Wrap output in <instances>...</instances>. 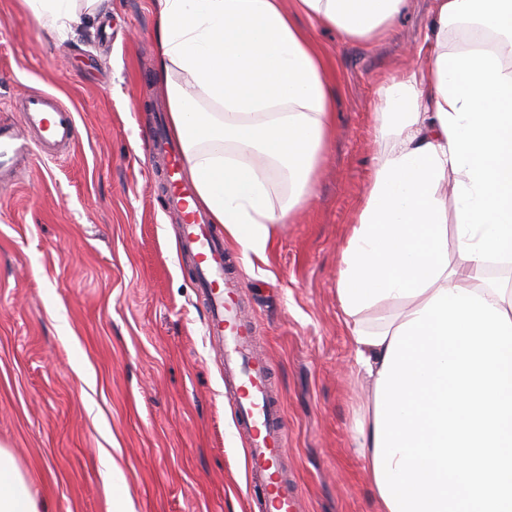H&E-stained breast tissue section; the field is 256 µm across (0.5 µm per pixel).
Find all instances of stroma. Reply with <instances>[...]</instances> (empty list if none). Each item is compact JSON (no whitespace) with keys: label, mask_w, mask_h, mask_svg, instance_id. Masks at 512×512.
<instances>
[{"label":"stroma","mask_w":512,"mask_h":512,"mask_svg":"<svg viewBox=\"0 0 512 512\" xmlns=\"http://www.w3.org/2000/svg\"><path fill=\"white\" fill-rule=\"evenodd\" d=\"M67 38L0 0V122L21 93L57 96L74 144L34 149L0 186V446L48 512H253L246 439L179 223L155 187L150 135L167 110L152 0H112ZM434 0H409L368 43L309 24L336 86L314 199L241 286L272 362L302 512H375L353 444L372 392L352 372L336 299L341 250L368 187L377 88L416 69Z\"/></svg>","instance_id":"stroma-1"}]
</instances>
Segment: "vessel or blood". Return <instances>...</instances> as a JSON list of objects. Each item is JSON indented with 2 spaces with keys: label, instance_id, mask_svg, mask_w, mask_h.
<instances>
[{
  "label": "vessel or blood",
  "instance_id": "vessel-or-blood-1",
  "mask_svg": "<svg viewBox=\"0 0 512 512\" xmlns=\"http://www.w3.org/2000/svg\"><path fill=\"white\" fill-rule=\"evenodd\" d=\"M22 126L0 124V166L27 154L31 143L55 153L74 144L72 110L44 92L24 94ZM154 153L161 161L160 189L180 221L181 245L191 257L196 288L207 313L205 332L219 355L224 382L232 389L237 428L249 439L247 469L263 512H300V493L283 468L287 428L270 364L257 346L254 318L242 309L239 281L232 276L224 240L195 206V191L182 175L181 149L159 132Z\"/></svg>",
  "mask_w": 512,
  "mask_h": 512
}]
</instances>
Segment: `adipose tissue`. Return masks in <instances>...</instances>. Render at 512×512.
<instances>
[{
    "mask_svg": "<svg viewBox=\"0 0 512 512\" xmlns=\"http://www.w3.org/2000/svg\"><path fill=\"white\" fill-rule=\"evenodd\" d=\"M39 23L65 33L104 0H25ZM406 0H154L158 73L167 86L199 206L249 259L266 260L280 227L313 199V174L335 126L326 54L304 21L369 42L386 36ZM476 23L490 50L449 47L448 28ZM512 0H434L417 70L383 81L375 156L342 249L336 298L356 371L376 383L401 324L456 286L512 316ZM211 109L201 107V100ZM286 187L269 199L267 168ZM450 184L453 209L441 194ZM456 241L459 260L448 262ZM384 309L377 325L364 313ZM0 512H48L12 453L0 448Z\"/></svg>",
    "mask_w": 512,
    "mask_h": 512,
    "instance_id": "obj_1",
    "label": "adipose tissue"
}]
</instances>
